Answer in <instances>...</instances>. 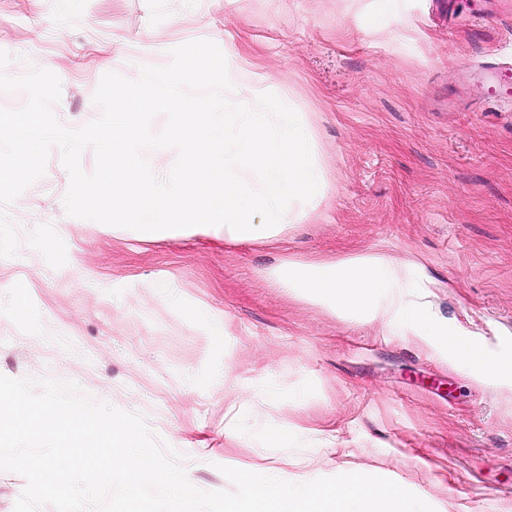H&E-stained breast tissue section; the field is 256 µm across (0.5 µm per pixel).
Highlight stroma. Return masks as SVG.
Masks as SVG:
<instances>
[{
  "label": "stroma",
  "instance_id": "obj_1",
  "mask_svg": "<svg viewBox=\"0 0 512 512\" xmlns=\"http://www.w3.org/2000/svg\"><path fill=\"white\" fill-rule=\"evenodd\" d=\"M250 46L267 90L309 123L317 212L279 250L200 235L146 238L67 215L46 172L8 208L0 374L77 383L144 416L203 491L221 466L313 477L362 469L432 507L512 512V377L346 321L264 277L275 257L387 254L437 317L512 356V112L483 62L512 63V0H0L7 74L61 81L68 127L98 119L105 72L137 79L171 49ZM112 57L97 63L101 49ZM227 315L212 336L193 310ZM285 441L269 447L265 426ZM313 429L294 436L295 425Z\"/></svg>",
  "mask_w": 512,
  "mask_h": 512
}]
</instances>
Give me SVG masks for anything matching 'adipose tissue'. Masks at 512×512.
<instances>
[{"instance_id":"ef3b65f1","label":"adipose tissue","mask_w":512,"mask_h":512,"mask_svg":"<svg viewBox=\"0 0 512 512\" xmlns=\"http://www.w3.org/2000/svg\"><path fill=\"white\" fill-rule=\"evenodd\" d=\"M266 278L338 318H367L388 327L399 324L405 335L431 338L436 347L452 350L475 371L512 375V359L494 357L462 342L461 328L437 320L426 304H411L407 285L387 256L360 251L341 260L306 263L279 257L267 269Z\"/></svg>"}]
</instances>
